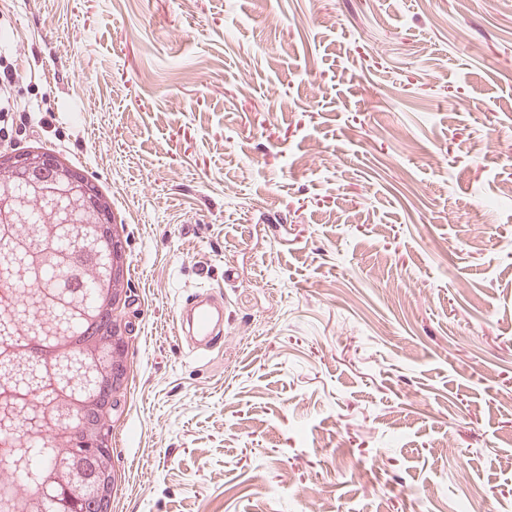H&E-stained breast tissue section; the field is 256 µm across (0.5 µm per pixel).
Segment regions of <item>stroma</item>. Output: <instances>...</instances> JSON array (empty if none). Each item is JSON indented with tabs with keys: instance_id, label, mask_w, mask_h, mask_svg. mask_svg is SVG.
Wrapping results in <instances>:
<instances>
[{
	"instance_id": "stroma-1",
	"label": "stroma",
	"mask_w": 512,
	"mask_h": 512,
	"mask_svg": "<svg viewBox=\"0 0 512 512\" xmlns=\"http://www.w3.org/2000/svg\"><path fill=\"white\" fill-rule=\"evenodd\" d=\"M0 63L128 227L112 512H512V0H0ZM221 310L222 305L213 295L208 292L198 293L175 313L174 330L178 335L217 336V326L222 321Z\"/></svg>"
}]
</instances>
